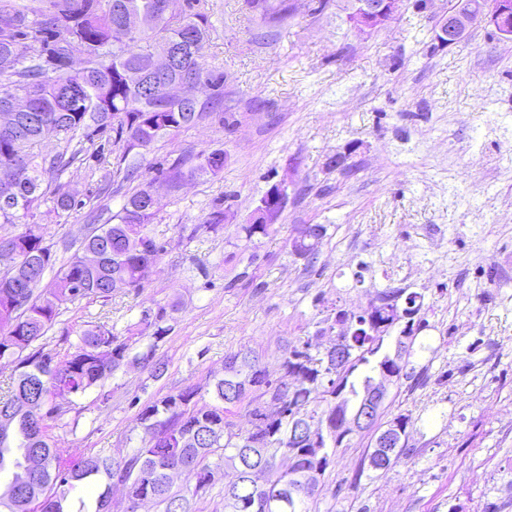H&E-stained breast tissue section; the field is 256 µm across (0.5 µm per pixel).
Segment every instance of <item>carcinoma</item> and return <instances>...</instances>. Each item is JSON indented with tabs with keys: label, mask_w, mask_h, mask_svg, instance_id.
<instances>
[{
	"label": "carcinoma",
	"mask_w": 512,
	"mask_h": 512,
	"mask_svg": "<svg viewBox=\"0 0 512 512\" xmlns=\"http://www.w3.org/2000/svg\"><path fill=\"white\" fill-rule=\"evenodd\" d=\"M160 0H0V104L16 95L29 97L34 119L25 136L0 129V184L12 185L16 207L0 205V224H22L25 229L0 237L15 252V266L0 274V365L14 368L15 376L0 398V423L14 431L12 443L0 442V470L19 467L34 453L42 468L14 488L0 481V512H67L71 491L101 473L121 491L120 512H139L141 497L160 512H194L197 494H187L168 478L167 468L178 465L184 475L211 485L216 472L231 479L224 484V512H257L251 495V475L261 473L271 487L310 482V493L276 508V512H311L310 502L320 490L321 477L336 457V438L326 441V456L302 445L303 430L290 433L295 420L317 419L336 427L331 407L348 398L376 377L378 366L390 368L396 380L407 372L415 333L421 329L423 296L406 288L379 292L375 301L358 311L332 306L324 310L319 330L349 324L343 356H329L320 336L288 343L278 361L284 379L286 411L262 428L258 405L272 383L259 354L241 349L225 356L224 375L212 386L213 401L201 388L190 385L145 405L139 420L145 437L134 452L122 459L91 454L70 463L67 449L56 445L47 421L63 413L59 399L82 395L101 385L123 367H150L162 378L167 370L155 351L171 331L167 321L178 303L145 312L121 333L104 324H87L77 332L74 351L59 356L40 343L64 306L84 300H107L117 284L139 291L151 278L165 244L152 231L159 206H150L141 186L124 195L109 223L87 236L68 262L43 283L55 255L47 244L49 225L37 218L60 216L78 206L54 174L64 167V156L53 161L34 152L44 138L42 124L58 128V139L71 142L77 133L95 145L100 155L123 140L148 148L154 143L196 126L211 113L185 108L180 101L162 102L160 90L126 79L129 70H145L158 50L181 45L168 80L186 74L210 87L217 100L224 97V74L202 64L211 38L207 13L196 9L199 0H166L170 11L157 13ZM249 9L267 24L293 10L288 0H247ZM132 13L150 22L143 36L121 41L115 37L118 14ZM221 149L202 151L188 176L215 175L224 169ZM131 163L103 175L106 182L124 183L137 177ZM51 203L43 212L41 206ZM226 221L217 204L205 219L206 229L217 232ZM250 239L266 236L274 225L255 218L239 225ZM326 235L322 224L298 228L291 253L314 264ZM144 350H138L142 342ZM249 410L251 429L242 432L232 420L241 403ZM407 446L378 448L370 444L366 459L373 465L394 466L407 456Z\"/></svg>",
	"instance_id": "obj_1"
}]
</instances>
